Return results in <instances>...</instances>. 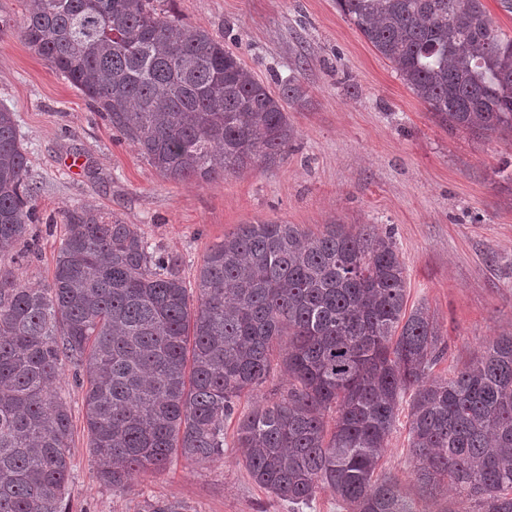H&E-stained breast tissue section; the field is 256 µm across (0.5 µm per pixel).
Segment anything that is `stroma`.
Here are the masks:
<instances>
[{
    "instance_id": "stroma-1",
    "label": "stroma",
    "mask_w": 512,
    "mask_h": 512,
    "mask_svg": "<svg viewBox=\"0 0 512 512\" xmlns=\"http://www.w3.org/2000/svg\"><path fill=\"white\" fill-rule=\"evenodd\" d=\"M179 20L223 38L267 86L296 76L307 102L288 109L295 139L287 159L210 182L162 178L20 36L21 0H0V104L10 108L29 158L39 220L34 253L19 249L20 279L50 282L63 214L78 206L117 213L162 251L180 257L186 287L207 249L259 218L313 231L346 225L391 234L407 275V306L426 307L448 348L435 367L446 377L485 345L512 334V187L497 169L512 141L448 132L336 8V0H167ZM78 368L64 361L58 391L70 408V478L63 512H139L148 498L187 512H291L260 487L234 448L236 418L224 423V454L175 457L135 474L122 489L100 480L87 432ZM399 415L380 461L420 495Z\"/></svg>"
}]
</instances>
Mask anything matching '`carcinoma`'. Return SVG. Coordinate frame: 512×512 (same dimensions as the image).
<instances>
[{"label":"carcinoma","mask_w":512,"mask_h":512,"mask_svg":"<svg viewBox=\"0 0 512 512\" xmlns=\"http://www.w3.org/2000/svg\"><path fill=\"white\" fill-rule=\"evenodd\" d=\"M22 37L53 73L172 181L208 182L288 156V77L274 93L204 28L163 0H23ZM449 131L512 138V36L482 0H336ZM36 216L15 113L0 108V512H62L70 410L50 386L63 359L82 370L101 480L224 455V418L282 359L288 387L242 415L237 451L253 480L293 509L328 487L345 512H417L377 474L402 404L422 492L438 512H512V336L467 367L432 376L438 328L406 312L393 238L342 224L320 233L254 220L209 247L197 304L179 258L91 207L64 214L51 283L4 263ZM140 512H186L148 500Z\"/></svg>","instance_id":"carcinoma-1"}]
</instances>
